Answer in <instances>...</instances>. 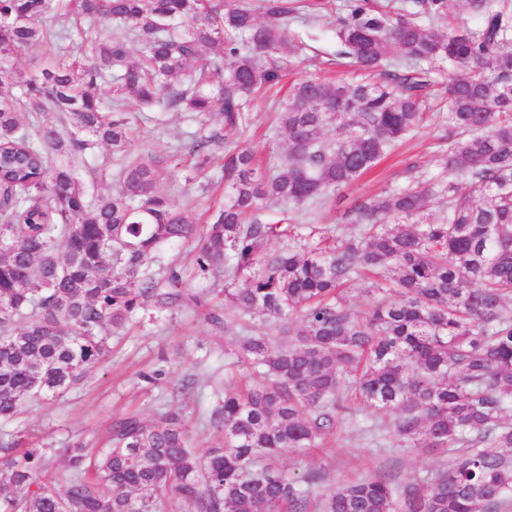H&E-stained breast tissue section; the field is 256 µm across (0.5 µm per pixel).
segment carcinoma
I'll return each mask as SVG.
<instances>
[{"instance_id": "carcinoma-1", "label": "carcinoma", "mask_w": 512, "mask_h": 512, "mask_svg": "<svg viewBox=\"0 0 512 512\" xmlns=\"http://www.w3.org/2000/svg\"><path fill=\"white\" fill-rule=\"evenodd\" d=\"M299 2L0 0V419L75 384L145 304H201L177 269H147L159 246L197 228L160 189L174 166L132 153L128 100L192 114L184 181L205 174L198 202L224 187L194 274L229 277L224 298L240 319L298 323L286 344L242 327L235 355L255 380L209 415L224 447H191L167 404L113 421L97 457L64 449L67 469L50 477L45 449L0 442L15 449L0 458V512H498L512 496V0H456L474 29L448 21V0H346L337 57L374 79L296 82L279 112L288 151L267 169L250 149L224 147V134L282 80L287 63L258 57L292 46ZM106 23L122 32L101 37ZM40 43L56 46L53 58L33 75L16 70ZM393 50L396 64L381 68ZM445 66L460 134L448 180L358 203L345 239L263 222L268 201L308 212L372 169L424 122ZM46 112L58 122H42ZM100 146L110 157L95 172L117 182L107 195L81 177ZM222 147L220 173H205ZM434 196L448 211L426 223ZM274 239L287 247L266 250ZM359 278L399 299L355 313L344 291ZM350 400L394 414L402 447L458 452L421 486L382 474L315 497L319 472L291 478L274 460L335 435ZM259 457L268 463L247 476Z\"/></svg>"}]
</instances>
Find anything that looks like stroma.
<instances>
[{
  "label": "stroma",
  "instance_id": "35a3bbf8",
  "mask_svg": "<svg viewBox=\"0 0 512 512\" xmlns=\"http://www.w3.org/2000/svg\"><path fill=\"white\" fill-rule=\"evenodd\" d=\"M292 30L304 42L289 51L288 78L271 91L270 98L254 102L246 124L226 134L225 144L251 149L269 166L279 164L287 148V136L274 125L273 102L284 103L292 81L323 75L339 49L332 26L311 17L294 20ZM130 111L140 112L135 101ZM132 149L167 160L181 153L195 125L187 114L166 113L154 121L151 113L140 112ZM448 147V120L437 113L426 125L399 142L370 173L335 197L313 209L311 223L340 238L351 236L354 225L345 214L356 200L383 196L404 188L411 179L434 182L441 178V156ZM232 332L212 327L203 311L184 304L164 311L147 306L138 309L121 331L113 334L110 349L98 365L85 371L79 383L47 400L34 401L16 420L0 423V439L35 437L50 457L49 473L66 469L64 450L83 442L91 451L108 446V429L113 420L131 413L150 416L161 404L182 409L192 447L198 450L224 445L222 429L207 425L205 413L222 403L225 392L238 391L250 380V372L237 365ZM193 374L210 376L205 389H190L186 380ZM391 414L352 407L350 416L324 446L305 455L285 454L279 468L299 475L316 470L322 475L313 486L320 495L357 477L391 473L396 483L406 486L430 479L448 461L446 452L432 448H399L379 424H390Z\"/></svg>",
  "mask_w": 512,
  "mask_h": 512
}]
</instances>
